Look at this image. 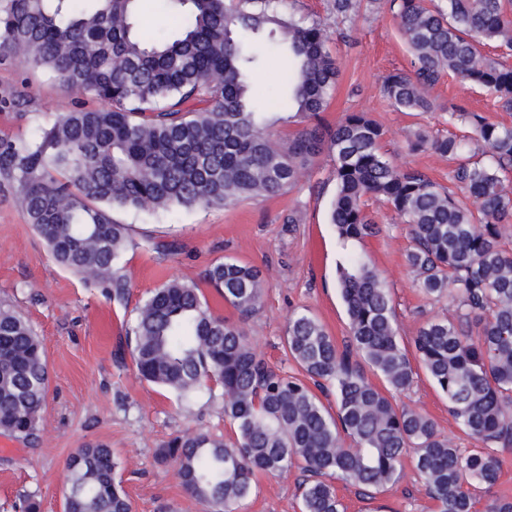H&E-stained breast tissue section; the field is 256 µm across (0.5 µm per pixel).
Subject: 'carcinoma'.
<instances>
[{
	"label": "carcinoma",
	"instance_id": "1",
	"mask_svg": "<svg viewBox=\"0 0 512 512\" xmlns=\"http://www.w3.org/2000/svg\"><path fill=\"white\" fill-rule=\"evenodd\" d=\"M138 0H0V54L97 103L76 104L28 140L0 137V177L54 260L100 286L117 303L129 282L121 261L129 245L114 211L227 207L298 186L325 151L334 158L336 193L329 224L343 246L376 233L366 202L379 200L408 225L406 255L418 288L456 305L453 319L426 321L414 353L400 342L389 289L363 256L337 265L349 319L341 350L306 313L288 323L284 347L313 379L268 365L243 326L215 314L195 284L169 279L137 309L131 354L141 377L187 401L207 384L221 389L226 436L188 431L158 448L187 493L211 512H238L259 473L304 474L301 512H345L334 482L379 492L397 483L411 457L436 512H474L494 486L495 448L512 445V249L500 244L512 224V127L459 106L481 156H463V140L415 134L454 163L447 189L394 167L381 151L384 132L363 112L336 127L323 123L339 79L323 25L283 9L285 0H167L171 30L141 21ZM410 46L412 70L389 73L382 91L398 109L428 112L427 92L445 76L478 86L512 112V67L487 58L495 45L512 55L507 0H385ZM351 25L356 0H334ZM287 52L281 101L302 118L286 139L273 138L250 80L259 50L240 36ZM205 280L241 318L265 292L261 271L236 260L206 270ZM448 399L462 431L483 444L457 448L425 413L398 406L414 363ZM370 366L384 382L366 377ZM48 388L45 354L27 319L0 304V433L37 435ZM333 394L336 410L321 395ZM105 445L76 449L65 462V512H132Z\"/></svg>",
	"mask_w": 512,
	"mask_h": 512
}]
</instances>
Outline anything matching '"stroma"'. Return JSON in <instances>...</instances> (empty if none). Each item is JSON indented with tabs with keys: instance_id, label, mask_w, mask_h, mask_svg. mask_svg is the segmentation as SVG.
Masks as SVG:
<instances>
[{
	"instance_id": "obj_1",
	"label": "stroma",
	"mask_w": 512,
	"mask_h": 512,
	"mask_svg": "<svg viewBox=\"0 0 512 512\" xmlns=\"http://www.w3.org/2000/svg\"><path fill=\"white\" fill-rule=\"evenodd\" d=\"M296 17L324 26L329 48L340 70L338 86L323 117L329 125L348 112H366L384 130L383 151L401 170L419 171L447 184L452 168L446 157L429 149L412 150L415 131L447 136L463 134L448 114L462 105L490 120L512 125V112L498 109L480 88L447 80L430 90L428 112H402L384 97V76L410 70L412 53L391 13L380 0H362L354 28L340 22L333 0H288ZM75 92L42 72L25 69L16 58L0 56V100H27L23 114L0 111V135L31 139L39 125L69 111ZM334 161L322 154L304 173L296 189L229 207L184 210L117 211L113 218L128 225L134 242L122 260L131 283L127 304L106 298L100 288L84 283L61 268L43 239L28 224L12 187L0 179V301L26 317L44 347L49 387L34 441L8 438L0 448V512H11L19 497L34 495L40 512H64V463L85 445L104 444L121 462L123 486L133 512H208L181 486L173 463L161 464L155 452L185 431L224 433V401L199 393L179 403L139 376L125 346V329L136 308L165 280L176 277L200 285L211 309L230 321L238 313L207 286L205 270L232 258L258 266L266 280L259 310L243 321L258 353L273 366L296 372L286 359L282 341L288 320L297 311L313 315L337 345L350 340L347 316L336 288V265L342 251L327 222L335 193ZM378 224L375 236L354 244L381 273L395 305L401 342L412 347L419 327L434 317L452 316L447 299L422 295L406 262L412 239L406 224L387 205L369 201ZM296 223H289V215ZM175 243L166 257L148 250L146 240ZM400 403L431 417L439 430L460 448L474 440L459 431L448 401L425 371ZM299 470L287 475H262L253 496L240 512H301ZM346 512H435L412 466L401 480L368 496L358 486L337 483Z\"/></svg>"
}]
</instances>
